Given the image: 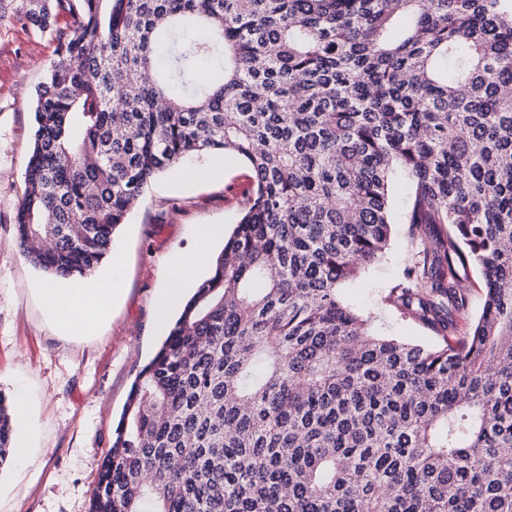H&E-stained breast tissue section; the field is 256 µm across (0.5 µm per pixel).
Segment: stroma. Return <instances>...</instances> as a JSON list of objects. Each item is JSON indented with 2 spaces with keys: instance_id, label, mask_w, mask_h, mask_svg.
Wrapping results in <instances>:
<instances>
[{
  "instance_id": "stroma-1",
  "label": "stroma",
  "mask_w": 512,
  "mask_h": 512,
  "mask_svg": "<svg viewBox=\"0 0 512 512\" xmlns=\"http://www.w3.org/2000/svg\"><path fill=\"white\" fill-rule=\"evenodd\" d=\"M54 47L21 26L14 9L0 10V391L26 393L31 416L17 420L15 431L30 433L35 449L27 473L0 469V512H88L131 385L169 329L155 307L170 261L196 249L205 225L222 229L211 243L219 251L250 187L249 170L229 157L216 174L205 156L157 177L114 234L121 294L92 335L61 331L41 293L50 278L22 255L13 223L33 142L32 100ZM391 229L385 258L344 288V297L384 334L435 341L385 302L411 259L401 206L393 208Z\"/></svg>"
}]
</instances>
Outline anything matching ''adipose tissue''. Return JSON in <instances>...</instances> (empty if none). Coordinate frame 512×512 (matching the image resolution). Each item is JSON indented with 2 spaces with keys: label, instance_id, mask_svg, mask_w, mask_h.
Masks as SVG:
<instances>
[{
  "label": "adipose tissue",
  "instance_id": "1",
  "mask_svg": "<svg viewBox=\"0 0 512 512\" xmlns=\"http://www.w3.org/2000/svg\"><path fill=\"white\" fill-rule=\"evenodd\" d=\"M120 290L119 280L100 281L92 277L79 288L49 286L45 288L44 295L57 325L70 332L74 329L73 313H80L83 329H91L110 309L114 296Z\"/></svg>",
  "mask_w": 512,
  "mask_h": 512
}]
</instances>
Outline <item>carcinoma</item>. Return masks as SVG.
<instances>
[{
    "label": "carcinoma",
    "mask_w": 512,
    "mask_h": 512,
    "mask_svg": "<svg viewBox=\"0 0 512 512\" xmlns=\"http://www.w3.org/2000/svg\"><path fill=\"white\" fill-rule=\"evenodd\" d=\"M15 12L55 42L14 211L52 279L93 274L187 158L252 178L132 383L89 512H512V0ZM395 179L415 262L385 301L439 343L374 332L342 294L388 249ZM15 419L0 394V468Z\"/></svg>",
    "instance_id": "carcinoma-1"
}]
</instances>
